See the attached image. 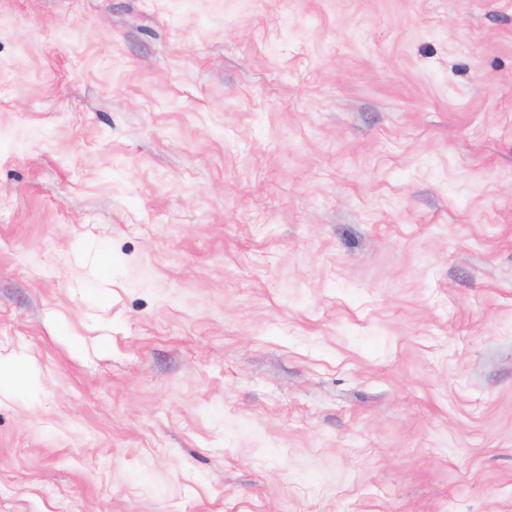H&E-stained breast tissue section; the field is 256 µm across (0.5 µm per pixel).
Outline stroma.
<instances>
[{"label": "stroma", "instance_id": "stroma-1", "mask_svg": "<svg viewBox=\"0 0 512 512\" xmlns=\"http://www.w3.org/2000/svg\"><path fill=\"white\" fill-rule=\"evenodd\" d=\"M0 512H512V0H0Z\"/></svg>", "mask_w": 512, "mask_h": 512}]
</instances>
